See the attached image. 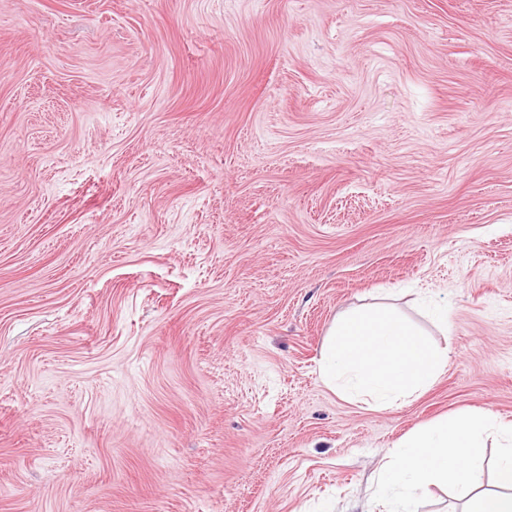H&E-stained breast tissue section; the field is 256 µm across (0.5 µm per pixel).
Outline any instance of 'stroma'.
Returning <instances> with one entry per match:
<instances>
[{"label":"stroma","mask_w":512,"mask_h":512,"mask_svg":"<svg viewBox=\"0 0 512 512\" xmlns=\"http://www.w3.org/2000/svg\"><path fill=\"white\" fill-rule=\"evenodd\" d=\"M377 306L448 351L389 409L318 368ZM483 411L512 0H0V512H388L395 444Z\"/></svg>","instance_id":"1"}]
</instances>
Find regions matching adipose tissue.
I'll use <instances>...</instances> for the list:
<instances>
[{
    "mask_svg": "<svg viewBox=\"0 0 512 512\" xmlns=\"http://www.w3.org/2000/svg\"><path fill=\"white\" fill-rule=\"evenodd\" d=\"M447 366V349L415 338L399 319L349 313L329 333L321 377L328 387L342 386L389 408L433 384ZM492 430L504 441L495 473L499 490L476 494L469 512H512V424L485 412L449 418L408 436L394 451L382 482L410 494L435 485L478 486L483 474L476 463Z\"/></svg>",
    "mask_w": 512,
    "mask_h": 512,
    "instance_id": "1",
    "label": "adipose tissue"
}]
</instances>
